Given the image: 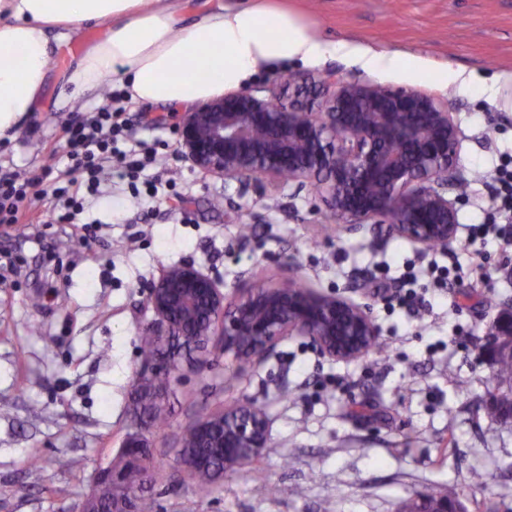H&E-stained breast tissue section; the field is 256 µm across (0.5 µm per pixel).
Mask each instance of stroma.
<instances>
[{"label":"stroma","instance_id":"obj_1","mask_svg":"<svg viewBox=\"0 0 512 512\" xmlns=\"http://www.w3.org/2000/svg\"><path fill=\"white\" fill-rule=\"evenodd\" d=\"M265 3L356 53L277 63L249 89L284 98L289 78L335 70L447 105L463 135L460 242L425 251L369 225L342 231L311 189L242 186L192 167L176 142L183 107L126 105V133L155 148L170 203L132 196L119 181L75 223H39L51 208L44 199L28 223L0 224V512H79L98 471L137 431L153 450L158 512H401L405 501L450 484L471 497L477 472L489 512H512V423L485 410L508 384L483 358L498 305L512 301V246L489 242L486 280L467 274L440 285L429 270L469 265L462 240L470 225L488 223L489 174L512 153V0ZM366 53L395 54L405 65L368 70L357 61ZM109 92L66 103L49 77L40 108L0 143V172L41 174L64 154L67 124ZM187 262L229 297L277 284L295 265L299 283L368 304L388 353L339 361L289 336L263 363L244 365L212 349L172 374L166 425L138 428L148 290L163 269ZM407 288L425 303L388 308ZM249 399L266 415V448L212 490L198 488L179 466L183 431L200 409Z\"/></svg>","mask_w":512,"mask_h":512}]
</instances>
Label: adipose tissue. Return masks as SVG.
<instances>
[{
    "instance_id": "obj_1",
    "label": "adipose tissue",
    "mask_w": 512,
    "mask_h": 512,
    "mask_svg": "<svg viewBox=\"0 0 512 512\" xmlns=\"http://www.w3.org/2000/svg\"><path fill=\"white\" fill-rule=\"evenodd\" d=\"M183 9V0H0V140L38 107L53 46L90 27L102 37L62 74L72 99L109 80L134 103L187 105L222 97L273 62L355 54L348 42L317 39L283 9L220 7L187 26Z\"/></svg>"
}]
</instances>
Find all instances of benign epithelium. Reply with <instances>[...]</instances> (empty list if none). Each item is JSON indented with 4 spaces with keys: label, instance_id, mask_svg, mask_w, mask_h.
<instances>
[{
    "label": "benign epithelium",
    "instance_id": "1",
    "mask_svg": "<svg viewBox=\"0 0 512 512\" xmlns=\"http://www.w3.org/2000/svg\"><path fill=\"white\" fill-rule=\"evenodd\" d=\"M295 96L286 103L251 91L226 94L184 113L177 146L181 156L204 173L247 184L290 180L311 185L336 226L353 232L365 224H385L391 234L428 250L458 240L457 203L448 197L460 182L457 159L461 132L434 96L377 82L347 80L334 72L292 79ZM286 282L253 285L228 299L218 283L191 263L168 267L149 290L154 319L146 335L160 343L200 347L211 343L246 363L269 356L286 336H306L333 359L352 360L369 350L378 330L365 305L296 285V269ZM512 335V306L494 318L484 349L494 361L496 337ZM175 365L157 357L137 380L146 383ZM186 431L197 435L195 450H179L183 471L214 455L239 464L267 447L268 423L257 404L246 401L210 421L195 419ZM139 434L122 446L128 462L151 456ZM131 489L125 475L102 469L82 512H99L104 498L112 512H139L143 490Z\"/></svg>",
    "mask_w": 512,
    "mask_h": 512
}]
</instances>
